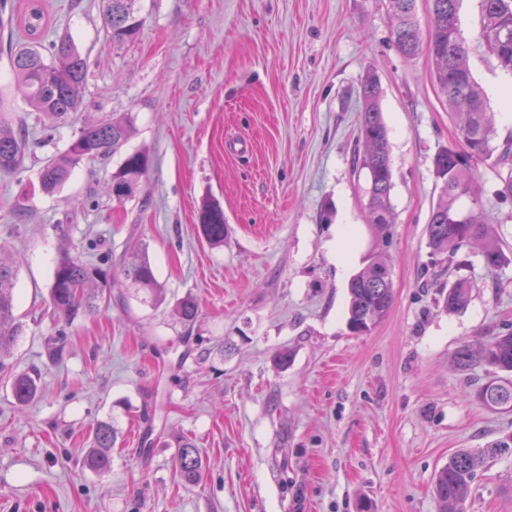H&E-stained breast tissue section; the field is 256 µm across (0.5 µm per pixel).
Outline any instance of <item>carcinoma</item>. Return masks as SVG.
<instances>
[{"label":"carcinoma","mask_w":512,"mask_h":512,"mask_svg":"<svg viewBox=\"0 0 512 512\" xmlns=\"http://www.w3.org/2000/svg\"><path fill=\"white\" fill-rule=\"evenodd\" d=\"M136 0H111L104 17L107 36L114 42H133L142 22L134 8ZM395 44L410 59L425 51L433 61V76L448 107V117L456 123L460 144L441 149L434 157L433 168L439 187L426 232L432 254L454 259L464 247L477 248V256L487 272L494 274L509 263L498 242L491 220L478 204L475 191L476 167L493 161L507 173L500 175L504 196L512 195V145L495 142L496 131L483 89L475 81L469 65L468 48L459 31L460 0H432V18L428 41H423L414 14V0H389ZM481 34L488 51L499 67L512 73V0H481ZM29 41L20 44L11 55L13 73L26 90L31 106L56 119L79 110L81 90L86 77V63L73 40L62 36L50 44L54 60L46 62L35 36L45 26L39 0H31L21 20ZM362 110L353 155V169L364 177L362 207L368 224L379 242V251L348 283L347 326L354 334L370 332L389 312L394 298L390 268L384 257L392 239L390 193L392 170L389 130L381 111V86L374 75L361 85ZM133 134L129 115L84 125L67 148L53 156L39 172L42 189L59 190L83 161L104 158L122 149ZM26 135L0 129V170L15 171L25 160ZM149 155L135 150L125 155L112 173V197L122 202L138 194L148 172ZM199 223L206 241L215 247L224 245L227 224L224 210L215 202L203 205ZM122 280L112 276V265H97L64 251L58 257L50 284L54 311L71 320L80 313H95L112 303V288L131 289L145 300L157 303L163 298L154 268L139 247L121 260ZM19 261L0 244V373L11 379V391L20 407L29 405L42 390L37 371L15 373L9 362L11 349L24 333V325L14 313V294ZM470 298V283L458 278L448 287L442 308L455 312L465 308ZM184 327L189 328L198 316L194 297L185 295L172 309ZM49 365L57 366L67 358L66 345L59 336L48 343ZM460 371L483 368L492 373L476 391L484 406L512 411V332L488 341L461 344L454 353ZM115 430L102 422L94 427L92 447L82 460V467L99 474L111 470V450ZM175 466L183 480L196 483L201 475L202 458L195 442L187 437L176 439ZM512 456V433H507L487 448H459L451 454L448 465L434 480L437 512H462L479 471L489 462Z\"/></svg>","instance_id":"obj_1"}]
</instances>
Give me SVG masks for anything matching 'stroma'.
I'll list each match as a JSON object with an SVG mask.
<instances>
[{"instance_id": "35a3bbf8", "label": "stroma", "mask_w": 512, "mask_h": 512, "mask_svg": "<svg viewBox=\"0 0 512 512\" xmlns=\"http://www.w3.org/2000/svg\"><path fill=\"white\" fill-rule=\"evenodd\" d=\"M27 5L8 0L0 13V121L29 144L21 169L0 172V243L22 260L25 333L12 360L42 368L60 332L69 357L23 409L0 379V512H436L433 481L449 456L512 432V412L473 397L485 370L453 363L462 343L512 331V265L460 271L431 253L433 158L459 133L431 60L398 51L388 0H137L142 28L126 43L108 39L104 0H42V47L70 35L86 62L65 123L34 111L12 72ZM459 28L496 139L512 140V75L481 40L480 0H461ZM370 73L390 131L394 301L357 335L347 285L377 246L351 164ZM115 113L132 117L127 150L150 156L140 194L113 198L119 152L43 193L44 162ZM477 175L512 256L500 169L488 161ZM208 200L224 210L219 248L200 231ZM138 246L164 302L129 294L70 323L53 317L60 250L98 261ZM461 276L469 303L446 313L444 289ZM187 294L199 304L188 331L172 314ZM282 350L285 368L274 363ZM103 421L117 442L111 471L97 474L81 460ZM182 435L201 452L193 486L173 463ZM464 512H512V456L479 472Z\"/></svg>"}]
</instances>
